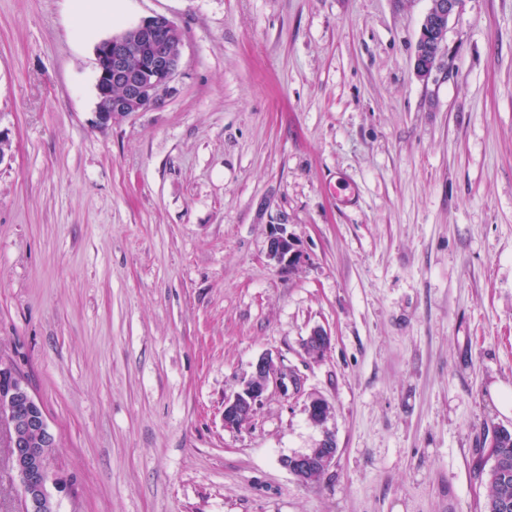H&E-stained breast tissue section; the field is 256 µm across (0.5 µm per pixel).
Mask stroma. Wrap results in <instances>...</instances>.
<instances>
[{
  "label": "stroma",
  "mask_w": 512,
  "mask_h": 512,
  "mask_svg": "<svg viewBox=\"0 0 512 512\" xmlns=\"http://www.w3.org/2000/svg\"><path fill=\"white\" fill-rule=\"evenodd\" d=\"M429 7L116 0L86 28L83 0H0V363L56 437L59 512H483L512 430V0H465L423 81ZM155 15L172 94L96 125V44ZM263 356L290 384L226 429ZM328 434L299 482L282 458ZM267 242V257L279 268H289L300 259L294 239L288 235L286 225L275 224ZM336 454V440L332 436H325L318 448L284 457L281 464L297 480L307 483L327 470L336 459Z\"/></svg>",
  "instance_id": "1"
}]
</instances>
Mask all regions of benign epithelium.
I'll use <instances>...</instances> for the list:
<instances>
[{
    "instance_id": "obj_1",
    "label": "benign epithelium",
    "mask_w": 512,
    "mask_h": 512,
    "mask_svg": "<svg viewBox=\"0 0 512 512\" xmlns=\"http://www.w3.org/2000/svg\"><path fill=\"white\" fill-rule=\"evenodd\" d=\"M464 0H431L424 17L414 72L428 78L437 67L443 49L449 18L459 11ZM182 38L178 27L167 17L156 15L141 20L95 46L96 123L112 124L143 111V104H161L171 93L182 63ZM267 257L279 268H289L300 259L294 239L283 224L274 225L267 242ZM330 336L317 328L304 343L306 353L318 358L328 348ZM10 380L9 389L0 397V428L5 430L10 448V466L20 479L24 512H57L49 492L53 484L59 490L64 481L51 472V458L45 448L55 445L41 403L28 385L0 365V373ZM282 382L272 359L261 357L245 386L224 399V428L239 430L247 425L273 384ZM330 413L329 404L312 399L307 406L309 421L322 424ZM336 440L325 437L318 447L306 453L282 458L281 464L297 480L309 482L327 470L336 459Z\"/></svg>"
}]
</instances>
